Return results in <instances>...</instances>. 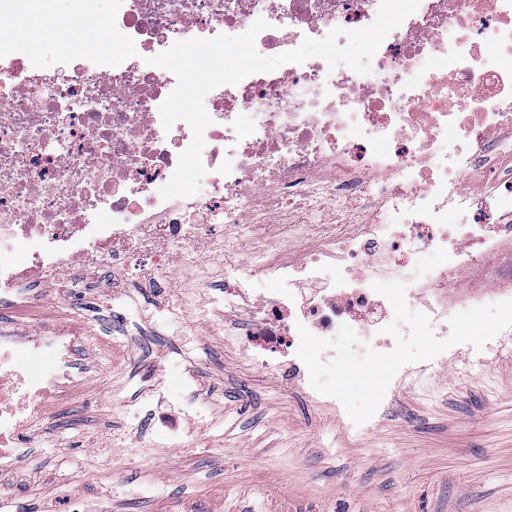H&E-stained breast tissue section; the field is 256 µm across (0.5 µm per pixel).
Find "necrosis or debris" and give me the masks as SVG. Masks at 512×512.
<instances>
[{"mask_svg":"<svg viewBox=\"0 0 512 512\" xmlns=\"http://www.w3.org/2000/svg\"><path fill=\"white\" fill-rule=\"evenodd\" d=\"M109 2L55 63L26 39L0 46V301L105 268L116 283L138 269L149 287L176 267L205 291L217 256L234 318L225 338L305 391L299 327L330 339L347 325L389 347L394 310L374 283L400 277L440 339L461 298L512 300V261H489L512 252V0H419L367 74L311 57L212 89L206 173L196 194L171 199L159 189L193 132L164 129L177 80L151 57L260 19L256 49L274 56L369 26L381 0ZM423 252L446 261L417 280ZM80 340L68 325L0 334V472L74 384Z\"/></svg>","mask_w":512,"mask_h":512,"instance_id":"1","label":"necrosis or debris"}]
</instances>
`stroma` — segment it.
Segmentation results:
<instances>
[{
  "label": "stroma",
  "instance_id": "obj_1",
  "mask_svg": "<svg viewBox=\"0 0 512 512\" xmlns=\"http://www.w3.org/2000/svg\"><path fill=\"white\" fill-rule=\"evenodd\" d=\"M53 7L69 29L44 40L52 20L32 7L0 22V45L41 40L51 60L72 32L91 30L70 0ZM111 282L102 270L65 294L40 283L33 309L0 307L17 336L58 323L95 334L74 358L78 385L0 475V512H249L262 493L279 512H512V356L486 347L484 373L462 353L427 387L402 383L389 413L355 436L213 330L220 291L174 275L144 288L133 271L122 289ZM162 393L204 410L177 448L153 439Z\"/></svg>",
  "mask_w": 512,
  "mask_h": 512
}]
</instances>
